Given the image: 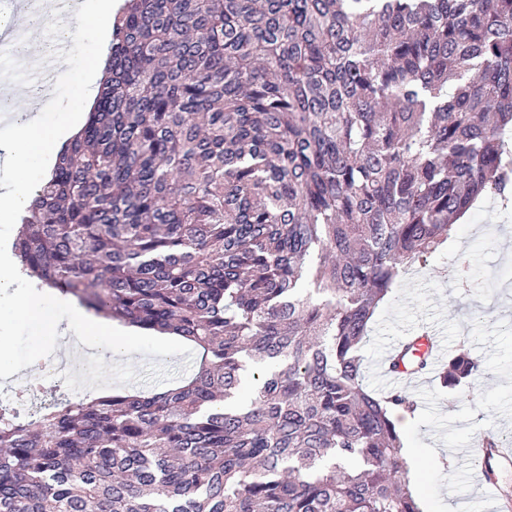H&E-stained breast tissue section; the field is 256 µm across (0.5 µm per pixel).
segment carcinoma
I'll use <instances>...</instances> for the list:
<instances>
[{
	"label": "carcinoma",
	"mask_w": 512,
	"mask_h": 512,
	"mask_svg": "<svg viewBox=\"0 0 512 512\" xmlns=\"http://www.w3.org/2000/svg\"><path fill=\"white\" fill-rule=\"evenodd\" d=\"M511 131L512 0H126L13 251L199 365L0 406V512H421L414 402L367 390L358 349L400 272L512 201ZM481 374L455 352L441 379Z\"/></svg>",
	"instance_id": "cac0c4a2"
}]
</instances>
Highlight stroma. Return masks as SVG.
Here are the masks:
<instances>
[{
	"mask_svg": "<svg viewBox=\"0 0 512 512\" xmlns=\"http://www.w3.org/2000/svg\"><path fill=\"white\" fill-rule=\"evenodd\" d=\"M91 48L88 40L70 47L72 63L60 70L53 86L59 109L42 110L45 121L60 123L68 111L83 110L82 61ZM464 258L471 270L462 284L454 272ZM423 327L435 336L440 356L466 347L481 359L484 373L469 391L441 388L435 376L417 380L411 387L415 413H393L406 448L418 456L415 493L423 512H489L466 467L464 450L488 427L512 434V208L503 209L491 199L479 201L437 253L400 275L393 293L376 309L360 349L371 389L387 391L375 374L377 361ZM4 331L11 336L19 373H0V391L20 387L21 376L37 372L39 360L55 361L65 353L64 339L45 337L38 324L21 319L0 295V333ZM139 343L137 359L95 361L81 398L170 388L193 365L195 350L179 337L161 342L145 331Z\"/></svg>",
	"mask_w": 512,
	"mask_h": 512,
	"instance_id": "1",
	"label": "stroma"
}]
</instances>
